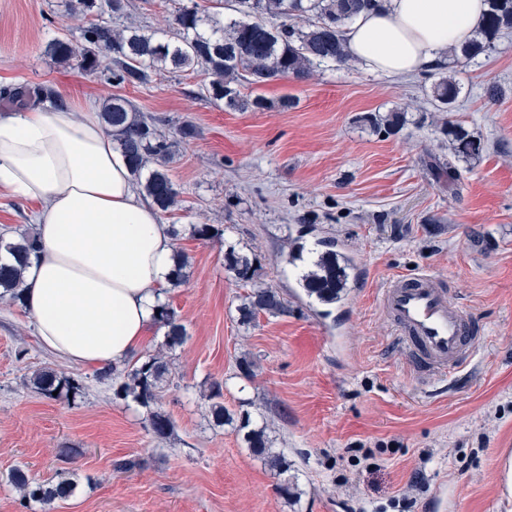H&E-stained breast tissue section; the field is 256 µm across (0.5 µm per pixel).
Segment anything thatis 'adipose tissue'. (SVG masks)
Masks as SVG:
<instances>
[{
	"instance_id": "1",
	"label": "adipose tissue",
	"mask_w": 512,
	"mask_h": 512,
	"mask_svg": "<svg viewBox=\"0 0 512 512\" xmlns=\"http://www.w3.org/2000/svg\"><path fill=\"white\" fill-rule=\"evenodd\" d=\"M485 10L484 0H384L346 43L367 70L410 75L467 41ZM0 187L38 203L23 304L44 349L121 365L158 316L174 242L94 107L0 115Z\"/></svg>"
}]
</instances>
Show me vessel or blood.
<instances>
[{
  "label": "vessel or blood",
  "instance_id": "b4317fda",
  "mask_svg": "<svg viewBox=\"0 0 512 512\" xmlns=\"http://www.w3.org/2000/svg\"><path fill=\"white\" fill-rule=\"evenodd\" d=\"M379 302L416 379L452 375L469 363L480 326L435 276H397L383 288Z\"/></svg>",
  "mask_w": 512,
  "mask_h": 512
}]
</instances>
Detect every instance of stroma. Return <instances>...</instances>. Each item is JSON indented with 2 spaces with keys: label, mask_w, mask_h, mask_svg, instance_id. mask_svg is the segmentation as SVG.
I'll list each match as a JSON object with an SVG mask.
<instances>
[{
  "label": "stroma",
  "mask_w": 512,
  "mask_h": 512,
  "mask_svg": "<svg viewBox=\"0 0 512 512\" xmlns=\"http://www.w3.org/2000/svg\"><path fill=\"white\" fill-rule=\"evenodd\" d=\"M133 17L165 32L179 7L217 0H131ZM86 20L68 0H0V113L30 109L10 93L51 86L64 104L121 95L158 119L173 144L169 174L181 204L161 214L188 257L185 278L163 290L185 330L169 355L171 381L162 408L174 422L165 438L148 427V408L119 399L96 369L42 349L31 314L0 300V512H388L411 493L413 512H512V34L495 51L456 74L453 114L483 146L459 163L461 188L437 178L448 154L441 113L424 94L436 78L373 73L362 64L323 67L304 81L283 77L243 94L290 95L285 112L225 109L208 95L201 71L164 72L147 87L116 85L58 62L54 37L81 44ZM497 83L504 94L488 99ZM407 109V123L383 136L363 116ZM192 124L188 141L178 133ZM32 202L0 189V233L30 231ZM196 224L221 235L202 241ZM335 238L353 260L339 303L307 296L300 278L319 240ZM248 256L254 283L277 288L287 313L242 324L249 286L224 266L227 249ZM425 270L452 288L482 324L462 372L420 384L381 311L393 276ZM253 361L244 376L241 358ZM77 378L71 400L45 397L26 384L33 371ZM224 388L232 415L249 413L271 448L288 460L295 495L253 455L238 424L215 425L206 394ZM362 447L374 465L352 460ZM73 451L70 461L61 449ZM136 468L117 472L113 463ZM23 469L56 483L66 468L68 497L19 504L9 481Z\"/></svg>",
  "instance_id": "stroma-1"
}]
</instances>
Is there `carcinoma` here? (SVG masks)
Here are the masks:
<instances>
[{"instance_id":"carcinoma-1","label":"carcinoma","mask_w":512,"mask_h":512,"mask_svg":"<svg viewBox=\"0 0 512 512\" xmlns=\"http://www.w3.org/2000/svg\"><path fill=\"white\" fill-rule=\"evenodd\" d=\"M487 10L473 37L454 46L448 61H439L434 69L438 78L429 87V96L439 112L452 111L460 87L448 75L475 58L487 56L496 48V41L512 32V0H486ZM372 6L371 0H231L226 15L222 10L199 14L198 7H183L173 18L171 35L160 40L131 22L119 30L106 22L90 23L83 29L85 44L78 48L68 39L57 38L50 43L51 54L59 61L76 62L89 73L105 72L108 80L117 84L147 86L162 71L187 72L197 67L211 76L209 95L224 102L229 110L286 112L296 106V99L283 96L276 101L256 95H241L244 83L260 87L274 79L292 76L306 79L322 65L347 66L352 60L343 38L344 30L353 24L361 12ZM130 0H70V14L87 16L111 12L129 15ZM101 118L127 158L136 179H144L143 192L161 211L167 212L177 204L179 190L167 169L171 144L159 131L154 118L141 114L124 97L113 96L102 104ZM364 121L374 132L394 135L405 123V110L397 108L385 115L369 114ZM452 144L455 159H468L481 150V144L458 122L448 121L443 129ZM326 250L317 255L311 267L302 275L301 285L310 297L332 304L347 286L348 259L336 254L333 240L323 241ZM15 258L16 263L0 262V297L10 296L21 301L22 269L30 255L38 251L31 236L6 239L0 235V252ZM224 263L236 280L253 281V262L233 250L224 254ZM288 312V303L273 288L258 286L251 290L239 306L242 323L252 322L258 314L277 315ZM157 323L167 328L165 345L174 350L185 340L183 327L175 311L163 304ZM169 375L168 362L162 357L148 355L131 369L119 372L109 367L100 372L103 379L113 380L115 395L132 398L150 410L149 430L158 438L167 436L173 422L158 406L163 384ZM36 391L46 397L69 398L78 394L82 385L71 377L54 371H41L31 380ZM223 388L211 387L210 412L222 425L232 420L220 401ZM239 428L246 431L245 442L251 452L263 459L270 470L281 476L288 472L283 455L269 448L261 429L250 428L249 414H241ZM11 483L22 495L21 505L31 501L45 504L72 493L73 484L61 480L52 486L40 484L17 468Z\"/></svg>"}]
</instances>
